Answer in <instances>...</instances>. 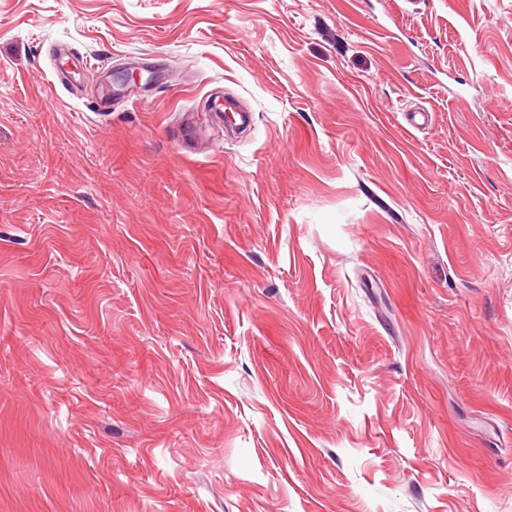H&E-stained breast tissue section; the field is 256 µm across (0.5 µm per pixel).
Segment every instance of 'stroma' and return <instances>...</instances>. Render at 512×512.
<instances>
[{"instance_id":"1","label":"stroma","mask_w":512,"mask_h":512,"mask_svg":"<svg viewBox=\"0 0 512 512\" xmlns=\"http://www.w3.org/2000/svg\"><path fill=\"white\" fill-rule=\"evenodd\" d=\"M0 512H512V0H0Z\"/></svg>"}]
</instances>
